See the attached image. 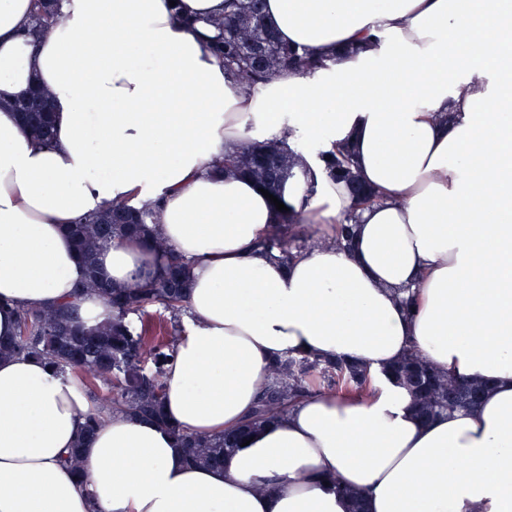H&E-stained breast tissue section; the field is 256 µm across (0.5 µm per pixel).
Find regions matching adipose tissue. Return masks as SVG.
<instances>
[{"label":"adipose tissue","mask_w":512,"mask_h":512,"mask_svg":"<svg viewBox=\"0 0 512 512\" xmlns=\"http://www.w3.org/2000/svg\"><path fill=\"white\" fill-rule=\"evenodd\" d=\"M31 33L34 0H0V338L17 311L73 303L88 328L112 310L81 291L69 224L133 200L190 268L165 378L184 431L235 428L288 352L365 365L373 391L318 393L254 432L219 469L186 464L172 435L123 411L65 462L91 408L70 375L0 359V512H512V0H265L277 37L328 71H282L244 91L224 75V0H60ZM48 94L34 140L13 108ZM348 147L379 201L358 209L301 161L314 192L285 206L324 228L290 264L260 246L278 220L259 185L217 170L254 141ZM359 215L351 246L333 227ZM134 240L97 258L100 280L155 268ZM411 353L487 381L476 408L421 423L387 370Z\"/></svg>","instance_id":"obj_1"}]
</instances>
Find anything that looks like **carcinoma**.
I'll list each match as a JSON object with an SVG mask.
<instances>
[{"label":"carcinoma","instance_id":"carcinoma-1","mask_svg":"<svg viewBox=\"0 0 512 512\" xmlns=\"http://www.w3.org/2000/svg\"><path fill=\"white\" fill-rule=\"evenodd\" d=\"M57 2L39 0L31 32L57 20ZM217 27L222 30L218 49L224 54V72L247 89L272 81L284 68L311 74L335 63L280 43L264 12V0H224V20ZM15 109L23 126L35 137L48 136V103L37 90H28L16 102ZM298 157L295 149L284 142H265L244 148L226 158V163L277 196L283 183L298 174L309 187H315L309 168L302 167L300 173H295ZM321 157L326 159L325 175L330 181L342 180L350 189H360L366 203L376 201L378 194L368 191L357 178L349 153L332 148L322 152ZM278 218L280 230L264 238L261 245L271 257L286 263L297 253L286 249L285 237L290 225L300 223V219L295 214L281 213ZM150 223L152 215L130 200L70 225V236L88 269L86 287L96 290L112 308V321L88 329L75 320L67 305L53 310L22 308L18 311L16 334L0 339V356L34 357L62 373H81L89 385H106L108 407L124 408L155 420L173 435L186 462L205 468L223 466L224 455L237 448L242 437L287 411L296 400L321 392L323 384L338 394L361 397L371 392L370 373L363 365L290 352L277 361L259 404L236 428L203 437L169 423L163 412V378L173 357L176 337L162 335V324L158 325L161 335H154L143 316L154 307L174 317L184 311L186 266L156 240L157 268L138 284L115 288L96 275V256L101 249L115 240L146 239ZM389 375L413 395L416 414L424 422L478 406L485 388L481 382L436 371L416 353L393 365Z\"/></svg>","mask_w":512,"mask_h":512}]
</instances>
